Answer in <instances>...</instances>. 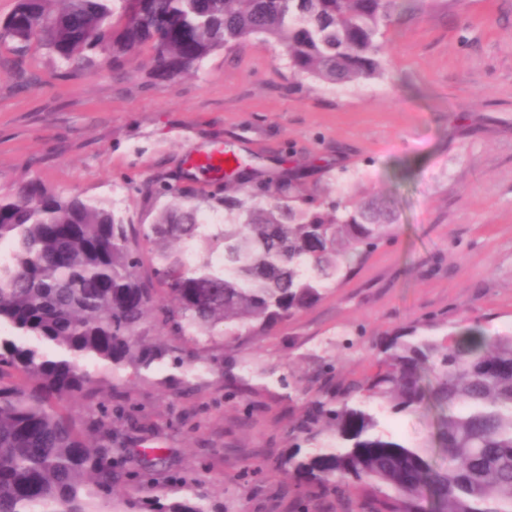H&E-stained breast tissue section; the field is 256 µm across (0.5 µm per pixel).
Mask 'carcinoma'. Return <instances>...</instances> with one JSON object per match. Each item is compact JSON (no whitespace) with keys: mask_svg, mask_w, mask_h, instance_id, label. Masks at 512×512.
Masks as SVG:
<instances>
[{"mask_svg":"<svg viewBox=\"0 0 512 512\" xmlns=\"http://www.w3.org/2000/svg\"><path fill=\"white\" fill-rule=\"evenodd\" d=\"M399 0H17L0 23V53L27 80L44 50L93 73L142 57L154 78L197 71L217 50L261 39L282 47L291 76L326 88L385 74L383 29ZM224 223L201 231L190 190L162 176L171 199L135 224L104 200L28 178L0 197V512H209L168 494L161 455L130 475L133 403L120 372L146 380L209 350L246 342L321 301L354 260L377 248L396 215L378 195L307 189L296 169L258 177L235 159L217 180ZM171 336L146 343L148 317ZM323 362L297 390L294 439L314 445L281 460L306 512H512V334L477 322L438 337L402 328L370 347L369 371L338 381ZM393 415L437 410L430 439L376 431L372 404ZM444 457L438 463L432 449Z\"/></svg>","mask_w":512,"mask_h":512,"instance_id":"carcinoma-1","label":"carcinoma"}]
</instances>
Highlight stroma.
Instances as JSON below:
<instances>
[{"label":"stroma","instance_id":"obj_1","mask_svg":"<svg viewBox=\"0 0 512 512\" xmlns=\"http://www.w3.org/2000/svg\"><path fill=\"white\" fill-rule=\"evenodd\" d=\"M384 41L385 76L335 89L291 77L280 48L258 39L175 80L151 78L137 59L120 81L108 69L66 72L42 52L27 85L0 73L2 196L37 178L121 196L125 215L149 225L166 204L149 184L176 176L203 190L189 154L226 148L260 176L299 168L309 188L345 169L356 193L396 204L395 231L313 307L245 345H217L192 370L129 378L142 406L131 469L162 448L211 512H300L273 467L296 404L283 388L259 406L236 394L245 364L274 383L332 359L352 379L368 370L372 342L416 322L435 321L437 336L464 317L512 333V0H430L393 16ZM377 419L381 433L419 443L433 414Z\"/></svg>","mask_w":512,"mask_h":512}]
</instances>
